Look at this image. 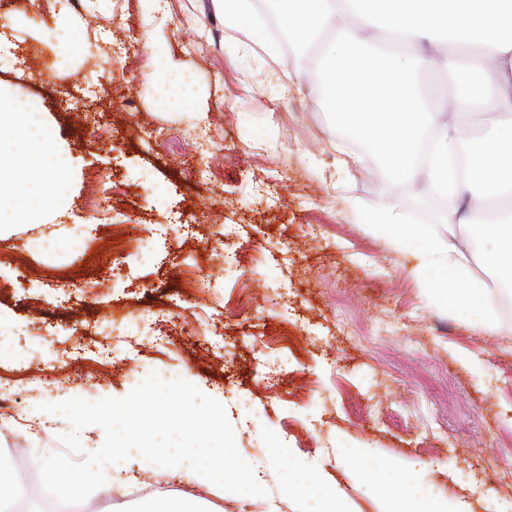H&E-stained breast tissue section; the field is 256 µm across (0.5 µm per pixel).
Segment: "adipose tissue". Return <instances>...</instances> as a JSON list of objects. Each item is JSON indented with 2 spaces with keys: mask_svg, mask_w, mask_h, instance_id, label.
Listing matches in <instances>:
<instances>
[{
  "mask_svg": "<svg viewBox=\"0 0 512 512\" xmlns=\"http://www.w3.org/2000/svg\"><path fill=\"white\" fill-rule=\"evenodd\" d=\"M297 44L322 39L320 77L308 90L323 100L338 126L368 142L382 165L407 178L424 177L432 195L458 198L448 224L479 223L484 252L455 240L422 236L406 225L401 204L361 210L396 250L412 253L411 276L440 287L448 308L472 312L479 325L493 318L494 297L512 291V0H271ZM228 30L246 27L249 41L276 55L277 46L255 0H211ZM167 77L157 88L162 104L183 106L192 96L190 74L161 58ZM453 73L455 85L474 84L471 95L442 113L432 107L444 89H431L430 71ZM493 113L490 133L474 129V117ZM432 134L428 162L414 161L422 131ZM478 145L466 177L448 159L464 139ZM0 224L35 218L64 200L69 159L53 128L27 100L0 99ZM352 458L369 465L375 484L389 488L390 512H465L423 490H412L400 465L372 467L374 452L353 448ZM288 497L315 501L314 512H348L334 489L308 472L288 475Z\"/></svg>",
  "mask_w": 512,
  "mask_h": 512,
  "instance_id": "adipose-tissue-1",
  "label": "adipose tissue"
}]
</instances>
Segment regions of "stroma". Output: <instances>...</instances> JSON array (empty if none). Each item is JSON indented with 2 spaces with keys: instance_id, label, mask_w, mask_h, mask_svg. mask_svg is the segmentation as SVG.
<instances>
[{
  "instance_id": "1",
  "label": "stroma",
  "mask_w": 512,
  "mask_h": 512,
  "mask_svg": "<svg viewBox=\"0 0 512 512\" xmlns=\"http://www.w3.org/2000/svg\"><path fill=\"white\" fill-rule=\"evenodd\" d=\"M62 15L82 25L79 52ZM0 31V94L42 112L70 157L64 215L0 226V454L17 479L72 430L42 404L120 399L155 374L222 403L260 472L266 496L225 495L224 512H302L282 494L299 464L350 512H383L351 447L494 512L492 489L512 485V319L476 328L362 223L350 200L413 209L430 192L369 153L337 174L332 115L280 85L313 62L229 39L205 0H168L161 17L140 0H28L0 10ZM159 47L194 75L190 105L159 103ZM275 442L290 458L272 462ZM122 467L140 490L83 512L154 485L209 496L136 453Z\"/></svg>"
}]
</instances>
